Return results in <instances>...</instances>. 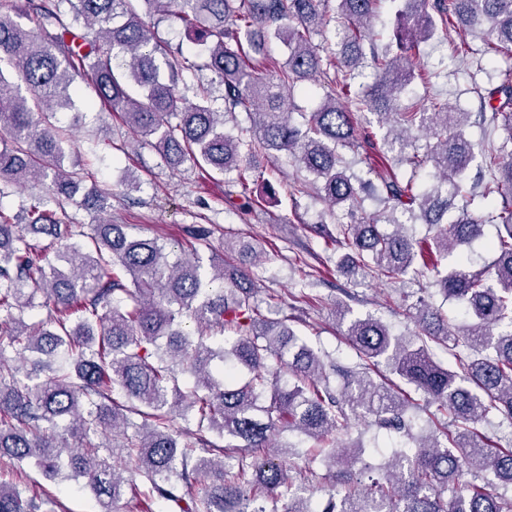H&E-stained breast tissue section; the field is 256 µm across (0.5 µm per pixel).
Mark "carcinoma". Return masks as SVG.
Returning a JSON list of instances; mask_svg holds the SVG:
<instances>
[{"instance_id": "1", "label": "carcinoma", "mask_w": 512, "mask_h": 512, "mask_svg": "<svg viewBox=\"0 0 512 512\" xmlns=\"http://www.w3.org/2000/svg\"><path fill=\"white\" fill-rule=\"evenodd\" d=\"M330 2L0 0V182L49 178L54 200L75 199L89 173L63 170L66 129L33 116L80 112L75 78L84 76L170 166L190 156L244 182L255 155L290 157L312 179L291 184L289 195L311 191L352 218L361 213L359 222L324 231L346 250L336 271L366 267L388 279L429 272L432 286L464 300L478 323L461 334L446 312L404 295L413 341L370 316L352 321L345 336L360 363L338 393L336 365L325 364L289 316L262 313L249 271L224 260L204 270L196 244L208 239L205 225L188 232L192 257L172 261L159 239L112 221L107 187L81 200L99 216L88 235L51 199L31 196L14 216L0 210L1 457L53 485L82 483L97 512H120L128 490L139 512H512V496L459 482L465 467L490 470L512 488V440L474 439V425L490 413L512 425V75L480 94V156L491 179L469 188L470 113L448 102L431 112L395 110L415 78L416 49L439 29L482 26L485 53L512 52V0H400L393 42L381 48L371 32L383 0H336L341 24L331 37ZM145 16L176 18L202 46L201 67L224 86V111L211 107L205 87L195 102L179 95L189 59ZM259 35L287 47L283 63L265 57ZM365 69L373 81L354 84ZM297 82L327 87L301 124L285 97ZM365 110L389 127L379 155L395 153L411 170L406 181L381 175L375 184L350 171L344 151L361 139L375 148L369 135H356L352 113ZM227 116L232 132L224 130ZM413 127L436 138L424 153L409 140ZM491 127L508 133L499 146ZM422 172L431 180L425 188L416 182ZM368 198L383 209L366 213ZM407 221L433 234L416 240L403 232ZM486 224L503 227L490 243L491 263L474 270L461 258L440 271ZM33 236L50 239L48 248L34 250ZM473 336L482 338L477 355L455 357L454 368L436 358L434 348H470ZM383 362L421 400L392 396L375 381ZM181 375L192 379L186 391ZM408 406L425 412L434 430L416 432ZM179 416L196 425L190 445L179 439ZM362 416L416 448L392 451L367 486L352 477L363 444L342 440ZM286 432L317 440L323 459L339 467L337 487L314 505L288 481L293 444L276 443ZM72 437L80 446L69 445ZM450 483L458 487L447 501ZM54 503L47 490L29 495L0 482V512H44Z\"/></svg>"}]
</instances>
